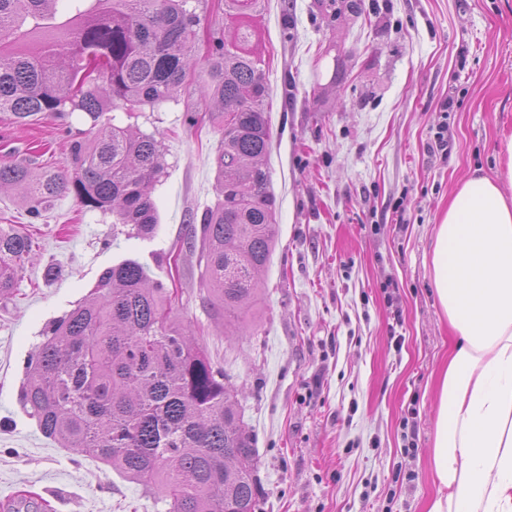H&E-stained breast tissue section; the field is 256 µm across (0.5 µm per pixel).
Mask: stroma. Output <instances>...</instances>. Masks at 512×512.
Wrapping results in <instances>:
<instances>
[{
    "label": "stroma",
    "mask_w": 512,
    "mask_h": 512,
    "mask_svg": "<svg viewBox=\"0 0 512 512\" xmlns=\"http://www.w3.org/2000/svg\"><path fill=\"white\" fill-rule=\"evenodd\" d=\"M331 19L320 0H268L257 22L269 88L271 188L279 243L246 328L211 317L189 214L216 200L218 128L188 125L196 98L145 108L163 135L154 239L56 199L30 222L0 192V226L31 237L16 290L0 299V512L33 493L45 512H167L141 484L46 438L20 403L47 324L101 272L132 258L175 291L238 388L257 439L262 512H426L437 493L438 373L455 336L436 299L432 244L448 201L474 170L496 177L512 135V0H364ZM461 105L441 111L448 96ZM0 121V162L60 167L64 127ZM448 152H431L440 127ZM394 295H386L387 282ZM415 454H404L408 440Z\"/></svg>",
    "instance_id": "35a3bbf8"
}]
</instances>
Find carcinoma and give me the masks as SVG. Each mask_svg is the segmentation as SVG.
<instances>
[{"mask_svg": "<svg viewBox=\"0 0 512 512\" xmlns=\"http://www.w3.org/2000/svg\"><path fill=\"white\" fill-rule=\"evenodd\" d=\"M335 19L363 0H328ZM265 0H224V29L206 57L193 45L207 0H0V114L19 125L75 112L92 136L69 142L62 170L0 163L33 220L71 195L141 238L154 237L152 197L165 169L161 137L104 122L196 94L220 128L216 201L200 224L201 283L213 319L242 328L279 238L268 167V85L255 20ZM31 239L0 228V298L14 291ZM173 291L145 265L105 269L90 294L46 326L27 360L21 403L61 448L158 489L168 512H260L257 448L234 385L172 312Z\"/></svg>", "mask_w": 512, "mask_h": 512, "instance_id": "1", "label": "carcinoma"}]
</instances>
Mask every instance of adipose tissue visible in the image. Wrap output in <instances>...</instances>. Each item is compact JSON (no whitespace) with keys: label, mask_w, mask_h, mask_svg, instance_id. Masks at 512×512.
Masks as SVG:
<instances>
[{"label":"adipose tissue","mask_w":512,"mask_h":512,"mask_svg":"<svg viewBox=\"0 0 512 512\" xmlns=\"http://www.w3.org/2000/svg\"><path fill=\"white\" fill-rule=\"evenodd\" d=\"M500 182L472 173L435 235L433 282L458 341L439 385L427 512H512V136Z\"/></svg>","instance_id":"adipose-tissue-1"}]
</instances>
